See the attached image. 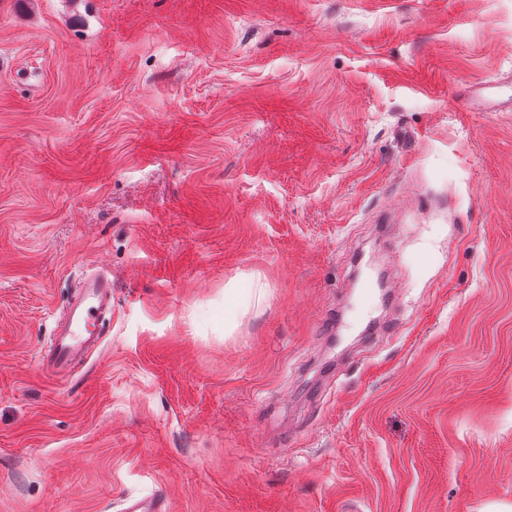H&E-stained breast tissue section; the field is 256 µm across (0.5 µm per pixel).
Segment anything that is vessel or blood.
<instances>
[{
	"label": "vessel or blood",
	"mask_w": 512,
	"mask_h": 512,
	"mask_svg": "<svg viewBox=\"0 0 512 512\" xmlns=\"http://www.w3.org/2000/svg\"><path fill=\"white\" fill-rule=\"evenodd\" d=\"M111 305L110 278L98 276L80 288L56 320L49 348L40 354V367L48 376L60 379L84 365L89 351L99 344L98 324ZM122 512H169V504L160 492L127 497Z\"/></svg>",
	"instance_id": "obj_1"
}]
</instances>
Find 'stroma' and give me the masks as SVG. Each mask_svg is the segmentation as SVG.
<instances>
[{"instance_id": "obj_1", "label": "stroma", "mask_w": 512, "mask_h": 512, "mask_svg": "<svg viewBox=\"0 0 512 512\" xmlns=\"http://www.w3.org/2000/svg\"><path fill=\"white\" fill-rule=\"evenodd\" d=\"M506 74L512 0H0V512L512 504ZM112 305V280H88L72 297L67 311L55 321L51 344L40 353V367L50 377L63 378L82 367L100 340L98 324ZM122 512H169L166 496L157 492L144 497H126L122 500Z\"/></svg>"}]
</instances>
